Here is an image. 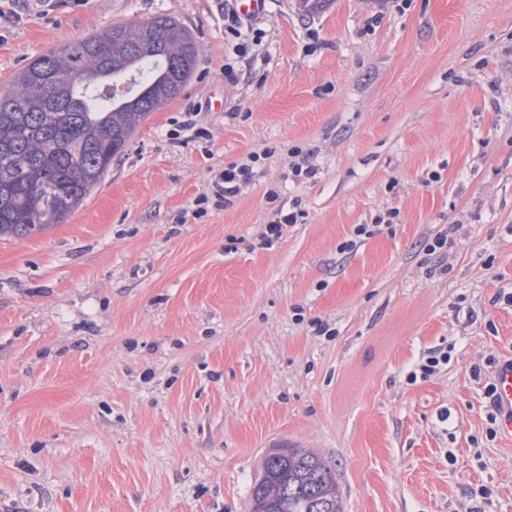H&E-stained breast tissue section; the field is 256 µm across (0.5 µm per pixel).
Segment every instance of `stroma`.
I'll return each instance as SVG.
<instances>
[{
	"label": "stroma",
	"mask_w": 512,
	"mask_h": 512,
	"mask_svg": "<svg viewBox=\"0 0 512 512\" xmlns=\"http://www.w3.org/2000/svg\"><path fill=\"white\" fill-rule=\"evenodd\" d=\"M159 15L199 43L193 79L63 223L0 239V512H249L290 447L335 467L344 512H512L484 397L486 358L512 359V0H271L233 83L224 0H0V92ZM191 105L206 138L179 129ZM253 153V182L198 215ZM452 345L431 350L423 361L409 374V380L414 383L418 378L426 380L436 374L442 366L448 365L451 360Z\"/></svg>",
	"instance_id": "35a3bbf8"
}]
</instances>
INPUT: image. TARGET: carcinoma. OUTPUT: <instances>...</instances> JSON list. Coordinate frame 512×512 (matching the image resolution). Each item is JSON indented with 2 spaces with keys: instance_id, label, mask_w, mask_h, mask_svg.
<instances>
[{
  "instance_id": "cac0c4a2",
  "label": "carcinoma",
  "mask_w": 512,
  "mask_h": 512,
  "mask_svg": "<svg viewBox=\"0 0 512 512\" xmlns=\"http://www.w3.org/2000/svg\"><path fill=\"white\" fill-rule=\"evenodd\" d=\"M201 47L179 19L116 24L53 48L0 93V238L61 223L141 123L177 98ZM251 512H343L335 469L301 448L265 458Z\"/></svg>"
}]
</instances>
